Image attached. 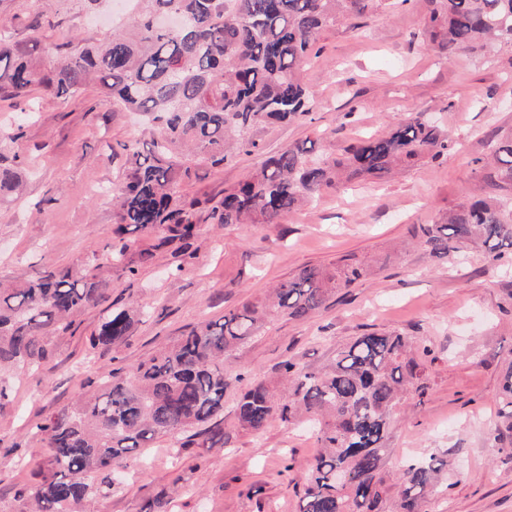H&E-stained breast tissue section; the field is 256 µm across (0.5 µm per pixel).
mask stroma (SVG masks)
Here are the masks:
<instances>
[{"mask_svg": "<svg viewBox=\"0 0 512 512\" xmlns=\"http://www.w3.org/2000/svg\"><path fill=\"white\" fill-rule=\"evenodd\" d=\"M44 0H0V31L22 50L50 55L79 40L104 41L131 29L132 10L111 0L88 9L65 0L38 48L27 24ZM426 0L376 7L323 31L318 57L302 77L314 93L311 120L259 128L260 151L214 167L192 165L182 181L186 201L217 200L265 156L306 140L343 158L348 144L381 136L424 112L443 126L455 149L378 179L324 188L311 205L280 224L200 220L185 256L154 251L137 238L128 251L135 276L102 267L111 278L112 306H152L126 343L92 348L102 308L74 314L70 330L49 333L38 370L8 372V403L0 406V512H16L18 491L33 486L49 454L32 432L40 418L67 406L115 367H133L187 328L220 319L305 267L332 269L355 257L369 275L336 291L305 320L278 316L224 361L225 376L248 370L277 384L279 364L294 360L320 371L338 346L368 332H397L423 344L416 351L420 379L393 416L384 442L387 485L379 512H396L397 477L411 457L440 464L442 491L420 512H512V430L504 417L503 376L512 363V256L493 259L468 250L456 263L438 264L412 237L478 193L512 204V183L483 166L497 136L512 132V44L495 41L447 55L431 40ZM97 85L77 98L35 92L30 122L18 124L13 101L0 98V131L21 128L17 142L21 190L0 196V281L34 280L44 267L80 269L113 242L114 209L101 187L124 177L118 144L148 148L157 128L118 106L99 102ZM238 389L224 396V442L183 448L163 437L142 449L124 482L100 500L98 512H141L168 493V512H298L296 488L318 454L315 437L299 425L271 421L262 435L236 421Z\"/></svg>", "mask_w": 512, "mask_h": 512, "instance_id": "stroma-1", "label": "stroma"}]
</instances>
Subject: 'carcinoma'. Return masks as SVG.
<instances>
[{"mask_svg":"<svg viewBox=\"0 0 512 512\" xmlns=\"http://www.w3.org/2000/svg\"><path fill=\"white\" fill-rule=\"evenodd\" d=\"M376 0H136L135 32H115L102 44L87 40L56 56L34 59L0 33V95L26 105L36 90L75 95L88 83L101 101L141 112L161 126V138L142 150L121 144L125 179L113 201L119 243L104 255L129 276L125 260L139 232L155 248L187 244L196 211L181 200V174L197 161L220 166L260 149L257 129L305 118L315 107L302 68L327 28L364 14ZM431 39L452 55L484 40L512 42V0H427ZM453 148L448 135L415 114L383 136L357 140L347 158L330 160L303 145L269 156L259 171L224 189L209 217L218 224H281L325 186L379 177L400 164L436 159ZM490 158L512 182V135L499 139ZM12 160L0 155V194L18 190ZM429 256L441 261L473 244L489 253L512 248V210L487 199L468 201L434 224L414 228ZM369 274L362 262L333 270L305 267L277 284L263 301L247 302L189 328L172 345L126 372L116 368L97 389L36 425L50 455L36 486L19 493L20 512H76L111 495L114 472L160 436L186 432L213 448L224 442V358L272 316L303 320L332 294ZM110 283L91 268H48L20 287L0 283V370L31 369L45 360L49 331L71 328L69 318L106 301ZM151 310L112 309L92 346L113 347L132 336ZM407 336L369 332L336 350L320 372L291 360L280 364L273 388L253 381L235 406L239 427L260 433L273 420L300 416L317 426L321 452L308 464L299 512H376L385 493L383 445L402 394L417 376ZM434 457L410 462L399 477V512H417L436 492Z\"/></svg>","mask_w":512,"mask_h":512,"instance_id":"1","label":"carcinoma"}]
</instances>
